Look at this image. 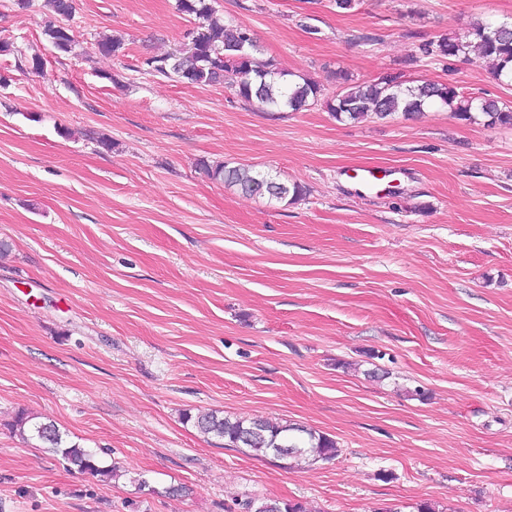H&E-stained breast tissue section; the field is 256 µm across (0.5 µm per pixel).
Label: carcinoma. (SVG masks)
<instances>
[{
    "label": "carcinoma",
    "instance_id": "obj_1",
    "mask_svg": "<svg viewBox=\"0 0 512 512\" xmlns=\"http://www.w3.org/2000/svg\"><path fill=\"white\" fill-rule=\"evenodd\" d=\"M46 6L53 18L46 22L44 33L55 48L67 52L73 42L68 24L75 12L73 0H46ZM178 7L182 13L195 17L198 25L188 34V42L178 53L146 60L151 71L163 77L187 84H224L234 89L243 101L271 112H297L321 103L338 122L360 121L371 116L385 119L398 114L419 115L439 104L460 120L474 121V113L478 112L488 118L490 125L512 126V105L507 102L465 94L446 84L407 82L400 74L356 81L340 73L339 90L327 97L317 82L259 58L251 30L225 22L213 0H178ZM511 31L512 23L478 19L466 35H441L419 45V51L425 58L460 62L477 54L487 61L489 74L495 81L512 86ZM202 168L210 179L249 197L288 204L303 194L300 185H290L269 171L230 166L222 161L205 162ZM186 420L193 421L203 435L223 441L226 448L271 458L285 469L301 471L319 461L329 462L339 452L335 439L296 423L232 418L217 411L195 417L188 414ZM13 427L24 441L37 442L81 474L106 479L113 476V468L102 465L94 451L67 441L50 421L21 415ZM242 509L244 512H307L300 502L266 497L250 498L242 504Z\"/></svg>",
    "mask_w": 512,
    "mask_h": 512
}]
</instances>
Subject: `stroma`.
Listing matches in <instances>:
<instances>
[{
  "mask_svg": "<svg viewBox=\"0 0 512 512\" xmlns=\"http://www.w3.org/2000/svg\"><path fill=\"white\" fill-rule=\"evenodd\" d=\"M215 5L327 95L341 71L397 72L512 102L479 56L408 61L478 17L512 19V0ZM75 6L61 53L44 0H0V512H241L258 496L512 512V127L445 108L356 123L319 104L266 112L148 72L196 24L177 0ZM104 35L122 38L118 55L99 53ZM35 55L41 71L19 69ZM216 160L304 195H242L205 175ZM363 167L385 177L361 192ZM208 410L302 424L341 453L286 470L205 441L185 416ZM22 413L116 478L24 442Z\"/></svg>",
  "mask_w": 512,
  "mask_h": 512,
  "instance_id": "stroma-1",
  "label": "stroma"
}]
</instances>
